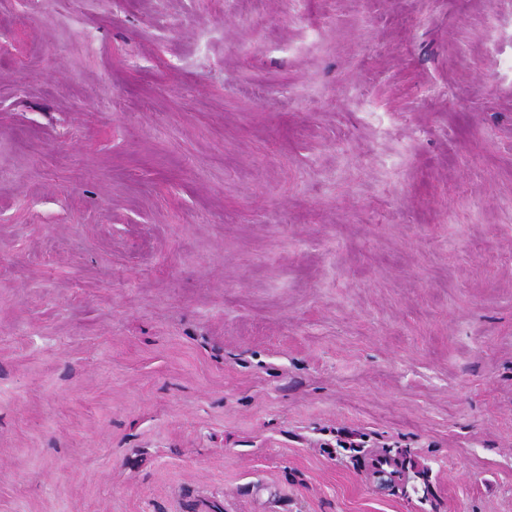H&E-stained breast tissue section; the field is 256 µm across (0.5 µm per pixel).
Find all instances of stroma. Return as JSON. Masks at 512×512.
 <instances>
[{
  "instance_id": "1",
  "label": "stroma",
  "mask_w": 512,
  "mask_h": 512,
  "mask_svg": "<svg viewBox=\"0 0 512 512\" xmlns=\"http://www.w3.org/2000/svg\"><path fill=\"white\" fill-rule=\"evenodd\" d=\"M0 512H512V0H0Z\"/></svg>"
}]
</instances>
